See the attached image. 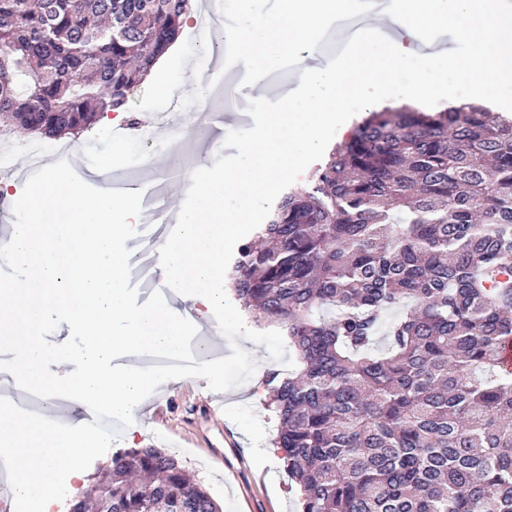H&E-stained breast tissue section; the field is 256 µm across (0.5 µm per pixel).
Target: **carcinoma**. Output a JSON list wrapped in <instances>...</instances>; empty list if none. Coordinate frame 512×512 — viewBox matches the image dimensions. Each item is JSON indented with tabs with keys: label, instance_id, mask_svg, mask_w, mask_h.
Listing matches in <instances>:
<instances>
[{
	"label": "carcinoma",
	"instance_id": "obj_1",
	"mask_svg": "<svg viewBox=\"0 0 512 512\" xmlns=\"http://www.w3.org/2000/svg\"><path fill=\"white\" fill-rule=\"evenodd\" d=\"M189 0H0V121L57 137L120 111ZM236 298L294 355L266 375L301 512H512V121L368 113L241 246ZM95 512H221L157 448Z\"/></svg>",
	"mask_w": 512,
	"mask_h": 512
}]
</instances>
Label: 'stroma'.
Listing matches in <instances>:
<instances>
[{
  "label": "stroma",
  "instance_id": "obj_1",
  "mask_svg": "<svg viewBox=\"0 0 512 512\" xmlns=\"http://www.w3.org/2000/svg\"><path fill=\"white\" fill-rule=\"evenodd\" d=\"M197 41V23L187 19L180 38V55L134 89L120 122H113L107 114L81 134L44 138L45 154L50 160L46 168L32 170L24 156L12 158V175H0V249L8 240L5 228L15 219L10 197L27 195L36 180L76 172L84 149L112 154L123 179L135 181L143 160L134 148V128L144 119L166 112L167 104L157 95V86L171 87L182 99L193 100V93L180 79ZM239 100L237 119L187 129V162L195 166L205 159L216 167L246 165V158L237 153L235 146L255 127L254 104L248 93L240 94ZM319 159V154L301 153L295 176L282 180L273 192L250 207L247 219L224 241L225 263H232L241 245L255 239L259 225L287 190L309 183ZM213 285L224 291L223 309L208 316L209 322L224 325L217 337L222 354L201 361L187 377L177 378L170 372L159 376L157 384L146 389L140 414L120 421L109 443L82 459L84 479H70L65 469L56 473L61 491L48 501L45 512H68L72 499L89 496L111 471L113 454L132 448H157L176 457L223 512H300L299 491L282 461L264 453L277 433V419L266 405L264 379L269 370L287 369L288 345L277 328L256 325L248 317L234 296L228 275H220ZM218 394L224 397L223 414L206 415L204 403ZM219 450L224 453L220 466L213 461L214 452Z\"/></svg>",
  "mask_w": 512,
  "mask_h": 512
}]
</instances>
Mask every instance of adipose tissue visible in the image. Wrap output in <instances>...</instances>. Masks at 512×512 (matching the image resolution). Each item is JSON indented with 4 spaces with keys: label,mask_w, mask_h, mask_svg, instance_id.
<instances>
[{
    "label": "adipose tissue",
    "mask_w": 512,
    "mask_h": 512,
    "mask_svg": "<svg viewBox=\"0 0 512 512\" xmlns=\"http://www.w3.org/2000/svg\"><path fill=\"white\" fill-rule=\"evenodd\" d=\"M341 17L352 20V37L343 52L315 63L320 33ZM446 33L468 45V70L492 95L512 98V5L507 0H392L391 8L372 14L362 0H278L271 11L243 4L224 36L235 57L245 62L256 98L255 131L240 145L248 163L224 168L203 163L188 174L182 189L193 201L179 209L176 230L161 246L157 262L170 291L195 289L192 307L130 305L127 271L133 255L125 243L140 220L131 199L108 189L87 193L78 173L41 182L16 201L21 218L5 250L9 261L25 269L22 281L0 290V343L15 354L13 387L51 393L46 369L65 356L72 405L92 403L119 419L140 411L155 374L132 365L131 357L181 355L198 316L223 306V292L209 284L223 271L225 237L243 222L246 204L271 193L290 174L298 154L318 148L323 124H344L332 97L354 92L366 80L377 86L392 82L414 56L419 62L409 72L404 96L430 94L433 71L457 61L420 54L419 45ZM292 58L301 70L291 94L283 96L269 77ZM229 197L238 198L241 208L226 209ZM51 309L87 336L88 346L76 358H69L63 340L55 353L44 349L37 331ZM0 446L13 451L19 491L45 500L59 491L55 471L64 468L81 477L80 460L92 451L81 421L58 426L11 412L0 413Z\"/></svg>",
    "instance_id": "adipose-tissue-1"
}]
</instances>
